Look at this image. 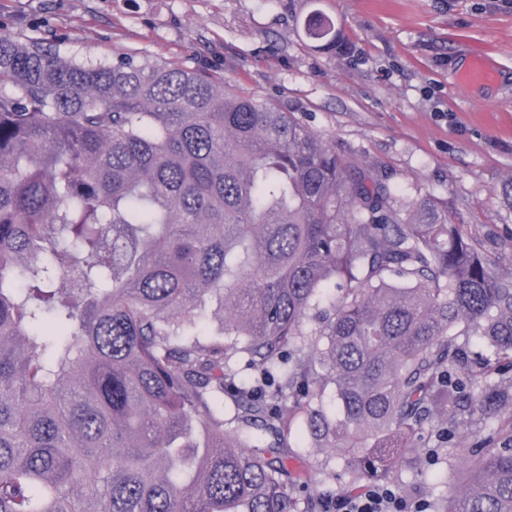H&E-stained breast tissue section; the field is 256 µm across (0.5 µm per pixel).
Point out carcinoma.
Returning <instances> with one entry per match:
<instances>
[{
	"label": "carcinoma",
	"mask_w": 512,
	"mask_h": 512,
	"mask_svg": "<svg viewBox=\"0 0 512 512\" xmlns=\"http://www.w3.org/2000/svg\"><path fill=\"white\" fill-rule=\"evenodd\" d=\"M503 363L512 279L448 207L203 70L0 37V512H298L292 438L358 489L431 415L511 420ZM498 434L450 512H512Z\"/></svg>",
	"instance_id": "obj_1"
}]
</instances>
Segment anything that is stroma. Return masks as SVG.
I'll use <instances>...</instances> for the list:
<instances>
[{
    "label": "stroma",
    "instance_id": "obj_1",
    "mask_svg": "<svg viewBox=\"0 0 512 512\" xmlns=\"http://www.w3.org/2000/svg\"><path fill=\"white\" fill-rule=\"evenodd\" d=\"M336 47L310 46L312 9ZM0 35L54 45L78 63L120 57L206 69L256 90L309 130L386 171L402 204H447L512 277V0H0ZM498 80L460 85L470 53ZM456 463H403L389 483L433 502ZM303 32L306 39L315 48L336 44L339 38V29H336L335 21L319 10L310 12L303 21Z\"/></svg>",
    "mask_w": 512,
    "mask_h": 512
}]
</instances>
